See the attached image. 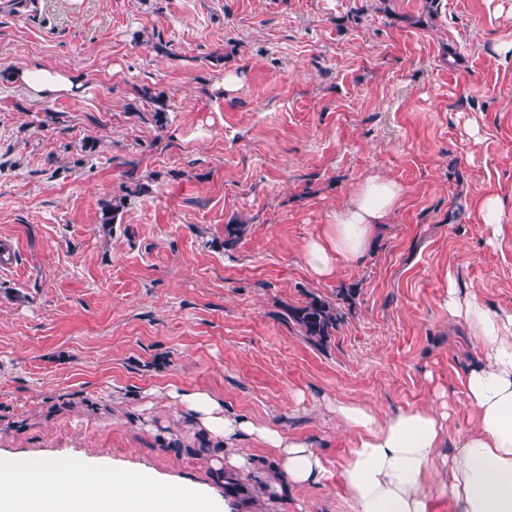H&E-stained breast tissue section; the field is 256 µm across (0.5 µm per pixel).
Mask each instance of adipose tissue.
<instances>
[{
    "mask_svg": "<svg viewBox=\"0 0 512 512\" xmlns=\"http://www.w3.org/2000/svg\"><path fill=\"white\" fill-rule=\"evenodd\" d=\"M26 95L50 100L79 85L70 74L32 66L17 73ZM404 190L392 180H364L330 217L323 236L304 246L314 275L331 276L340 262L362 256L371 227L387 223ZM448 315L468 329L476 357L461 378L473 424L450 429L446 413L410 406L379 417L368 404L339 402L332 411L353 440L339 475L347 512H512V313L488 306L474 292L449 293ZM193 428L214 448L215 468L246 475L252 459L243 438L269 448L280 481L276 494L328 478L325 459L310 442L225 411L205 391L181 392ZM82 483L74 499L69 486ZM0 512H237L214 487L173 486L146 467L132 470L104 460L74 470L40 459L35 469L0 467Z\"/></svg>",
    "mask_w": 512,
    "mask_h": 512,
    "instance_id": "obj_1",
    "label": "adipose tissue"
}]
</instances>
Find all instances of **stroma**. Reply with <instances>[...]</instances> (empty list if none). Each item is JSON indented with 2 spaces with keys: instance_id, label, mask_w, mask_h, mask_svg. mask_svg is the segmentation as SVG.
<instances>
[{
  "instance_id": "obj_1",
  "label": "stroma",
  "mask_w": 512,
  "mask_h": 512,
  "mask_svg": "<svg viewBox=\"0 0 512 512\" xmlns=\"http://www.w3.org/2000/svg\"><path fill=\"white\" fill-rule=\"evenodd\" d=\"M33 65L81 86L31 100ZM371 177L399 206L316 277L306 242ZM452 286L512 313V0H0V463L215 484L174 387L334 462L339 401L466 424ZM351 287L326 346L285 317ZM275 512H345L341 485Z\"/></svg>"
}]
</instances>
